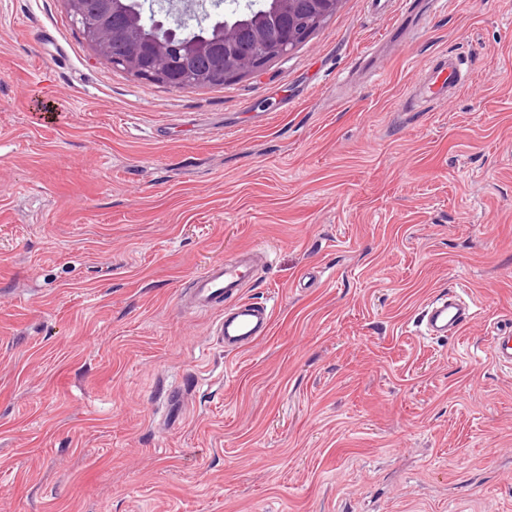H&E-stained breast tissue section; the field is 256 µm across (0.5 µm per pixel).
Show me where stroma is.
<instances>
[{
  "instance_id": "stroma-1",
  "label": "stroma",
  "mask_w": 512,
  "mask_h": 512,
  "mask_svg": "<svg viewBox=\"0 0 512 512\" xmlns=\"http://www.w3.org/2000/svg\"><path fill=\"white\" fill-rule=\"evenodd\" d=\"M471 84L415 96L424 62ZM258 246L268 336L178 295ZM478 316L430 339L431 296ZM512 0L336 13L178 90L0 0V512H512ZM256 44L258 52L252 57L250 65L244 70H240L234 64L232 70L235 74L260 69L269 61L281 58L292 50L291 47H288L287 32H284L282 35L275 34L273 37H269L264 31L259 30L256 33ZM490 351L495 363L512 370V333L497 332L491 337Z\"/></svg>"
}]
</instances>
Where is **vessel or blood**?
<instances>
[{"mask_svg": "<svg viewBox=\"0 0 512 512\" xmlns=\"http://www.w3.org/2000/svg\"><path fill=\"white\" fill-rule=\"evenodd\" d=\"M464 78L455 53H445L427 61L417 83L426 101L444 102L458 89ZM264 249L252 247L237 251L231 257L211 263L196 275L181 295L183 308L206 312L215 308L230 309V316L221 318L214 334L225 352L239 353L253 347L271 329L272 313L267 306L249 301L245 288L251 286L255 269L265 262ZM476 312L453 293L437 294L422 306L419 324L425 336L445 338L460 334L472 324ZM491 355L495 363L512 370V333L498 332L491 338Z\"/></svg>", "mask_w": 512, "mask_h": 512, "instance_id": "1", "label": "vessel or blood"}]
</instances>
